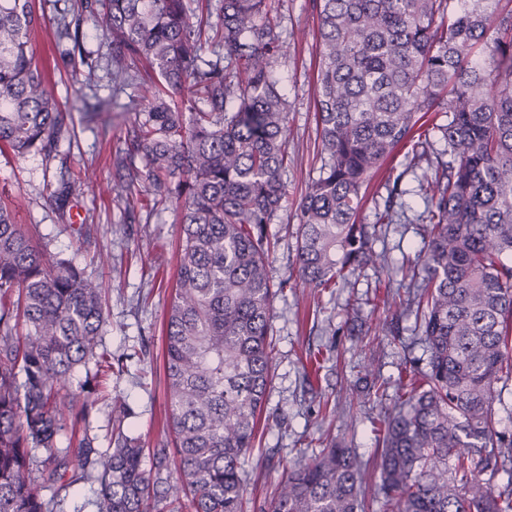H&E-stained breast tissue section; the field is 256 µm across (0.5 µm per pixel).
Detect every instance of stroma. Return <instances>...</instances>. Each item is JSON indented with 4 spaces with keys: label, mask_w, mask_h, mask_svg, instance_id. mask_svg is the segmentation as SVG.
<instances>
[{
    "label": "stroma",
    "mask_w": 512,
    "mask_h": 512,
    "mask_svg": "<svg viewBox=\"0 0 512 512\" xmlns=\"http://www.w3.org/2000/svg\"><path fill=\"white\" fill-rule=\"evenodd\" d=\"M66 6V0H36L45 22L32 35L31 44L36 60L53 67L51 89L72 118L70 167L76 189L66 216H59L54 198L56 160L39 153L19 157L0 145V202L10 207L15 223L28 227L37 246L50 255L74 259L102 282L110 322L103 345L112 355V372L109 397L97 403L90 417L99 447H107L113 431L121 427L153 448L174 439L165 420L163 349L180 231L173 209L129 208L115 201V159L125 149L127 131L137 114L121 109L92 120L82 103L113 95L125 103L137 91L129 87L113 92L102 68L97 71V87H86L83 72L55 45L54 19ZM271 17L287 46L286 57L279 59L274 71L289 104L288 167L283 175L288 201L269 226L275 244L270 275L278 282L298 276L297 203L321 166L315 115L318 19L312 0H275ZM394 163L405 173L400 198L405 220L388 227L384 245L391 258L389 268L366 269L355 287L338 288L318 298L312 289L296 287L273 302L275 359L263 411L268 427L242 462L251 512H260L289 466L319 453L321 439H346L363 460L373 461L378 454L373 422L392 408V400L367 405L350 420L333 407L355 392L359 367L368 359L377 358L383 376L394 377L403 358L425 355V345L413 331V316L390 304L393 292L404 282V267L415 263L422 247L417 217L424 209L417 180L404 170V155H396ZM75 224L91 229V240L81 250L73 243ZM357 296L375 301L362 310L364 321L381 328L370 349L361 348L350 334L349 304ZM315 351L322 352L324 367L307 381L304 367ZM64 478L72 486L59 512H96L99 483L82 477L75 465Z\"/></svg>",
    "instance_id": "35a3bbf8"
}]
</instances>
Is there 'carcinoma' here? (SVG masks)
Returning a JSON list of instances; mask_svg holds the SVG:
<instances>
[{"instance_id":"carcinoma-1","label":"carcinoma","mask_w":512,"mask_h":512,"mask_svg":"<svg viewBox=\"0 0 512 512\" xmlns=\"http://www.w3.org/2000/svg\"><path fill=\"white\" fill-rule=\"evenodd\" d=\"M512 0H314L319 53L318 177L301 198L296 264L318 292L366 268H389L375 242L391 224L405 172L389 171L377 223L360 224L362 188L397 150L426 161L423 246L399 305L426 344V369L390 381L362 366L363 402L395 388L376 428L378 480L343 440L289 467L266 512H512ZM271 0H219L224 55L202 56L186 0H77L56 16V46L80 55V16L109 43L115 87L134 85L127 132L130 201L175 205L182 249L165 321L164 371L174 449L119 432L102 450L88 430L82 470L100 484L97 512H247L241 459L254 447L274 361L270 319L291 280L269 275L268 225L286 197L288 104L273 77L286 52ZM33 0H0V144L59 154L66 115L36 63ZM154 70L142 81L139 66ZM444 148L433 151L428 117ZM73 192L60 158L56 201ZM97 278L53 258L0 205V512H52L64 429L87 424L98 378L112 370ZM86 379L73 385L77 369ZM44 458L32 469L31 451ZM152 467L144 468L145 454ZM484 472L506 475L493 488ZM178 474L177 481L172 475ZM51 492L45 498L42 491Z\"/></svg>"}]
</instances>
